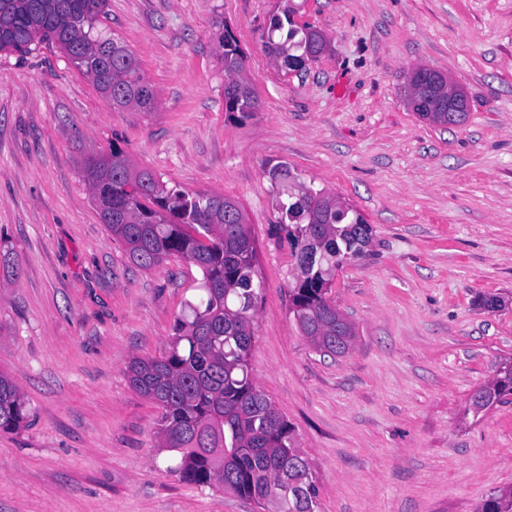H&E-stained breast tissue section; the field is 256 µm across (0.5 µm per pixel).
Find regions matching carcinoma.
Wrapping results in <instances>:
<instances>
[{"mask_svg":"<svg viewBox=\"0 0 512 512\" xmlns=\"http://www.w3.org/2000/svg\"><path fill=\"white\" fill-rule=\"evenodd\" d=\"M107 0H0V51L26 53L44 41L56 43L115 109L149 111L155 97L138 59L99 29ZM293 9L271 16L268 39L277 63L300 69L326 45L315 29L293 28ZM224 111L231 118L260 108L254 89L240 78L243 54L235 39L221 37ZM407 104L433 124L448 125V113L434 98L413 92L407 77ZM85 180L101 221L130 259L152 268L177 253L198 266L200 295L185 304L174 324L168 350L160 357L133 358L127 367L131 388L159 409L161 447L175 452L173 470L197 486H219L261 504L288 488L282 512H317L318 491L297 443L294 427L255 384L250 358L258 293L254 288L255 242L240 205L217 193H189L152 173L135 170L114 145L109 156L91 155ZM297 274L290 288L291 313L318 352L342 355L355 326L328 297L336 269L363 255L372 227L336 196L306 186L278 200ZM512 396V359L472 396L474 414ZM31 415L16 382L0 372V430L17 431ZM478 512H512V485L500 488Z\"/></svg>","mask_w":512,"mask_h":512,"instance_id":"1","label":"carcinoma"}]
</instances>
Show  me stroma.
<instances>
[{"label": "stroma", "instance_id": "1", "mask_svg": "<svg viewBox=\"0 0 512 512\" xmlns=\"http://www.w3.org/2000/svg\"><path fill=\"white\" fill-rule=\"evenodd\" d=\"M287 3L327 41L299 71L266 46ZM100 22L153 110L114 109L54 44L0 52V251L19 269L0 270V370L31 408L0 432V512H256L170 472L159 411L128 383L201 272L177 254L141 267L113 240L84 165L115 145L167 185L240 204L261 282L252 375L294 427L319 512H477L512 484V396L468 410L512 357V0H108ZM226 33L261 102L233 119ZM417 67L465 92L463 123L408 106ZM270 163L373 229L331 287L356 328L344 355L313 351L293 320Z\"/></svg>", "mask_w": 512, "mask_h": 512}]
</instances>
